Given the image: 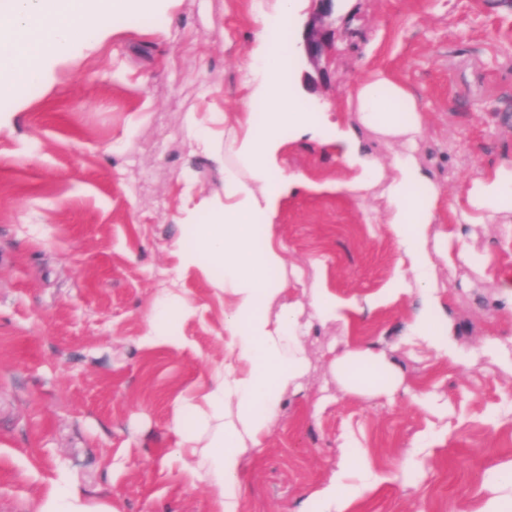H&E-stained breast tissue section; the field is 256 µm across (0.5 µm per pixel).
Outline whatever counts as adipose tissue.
Returning a JSON list of instances; mask_svg holds the SVG:
<instances>
[{
	"instance_id": "1",
	"label": "adipose tissue",
	"mask_w": 512,
	"mask_h": 512,
	"mask_svg": "<svg viewBox=\"0 0 512 512\" xmlns=\"http://www.w3.org/2000/svg\"><path fill=\"white\" fill-rule=\"evenodd\" d=\"M172 0H0V96L31 87H48L57 64L96 49L123 18L168 10ZM295 0H275L272 10L254 15L255 45L242 66L250 74L235 126L221 128L222 117L187 124L198 149L230 152L224 168V195L186 196L182 236L175 255L184 271L205 278L227 310L224 333L229 355L197 396L174 402L169 429L175 446L168 460L179 463L192 482L213 491L210 512H240L245 455L262 448L277 417L282 396L300 387L308 371L301 310L286 299L292 284L302 283V268H287L273 242L272 218L299 176L285 172L280 155L286 133L322 134L323 116L308 111L294 92L282 59L288 44L281 36ZM356 124L335 127L333 142L347 179L337 190L356 200L382 197L387 203L388 234L404 253L402 268L388 292H417L421 305L406 326V336L436 355L455 357V344L442 316L435 259L447 255L448 242L430 238L442 186L431 181L416 156L422 114L413 95L399 82L380 75L357 84L348 95ZM400 141L389 161L368 150L360 130ZM460 224H490L512 214V167H496L467 191L465 208L450 206ZM192 312L180 293L167 291L153 303L143 327L145 347L182 346L181 320ZM334 372L349 391L390 397L400 386L391 364L371 347H348L335 355ZM379 481L365 451L345 445L335 476L316 492L325 512H349ZM478 512H512V463L489 471ZM33 512H118L110 496L90 497L58 472L34 500Z\"/></svg>"
}]
</instances>
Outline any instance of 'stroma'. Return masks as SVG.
Instances as JSON below:
<instances>
[{
	"instance_id": "stroma-1",
	"label": "stroma",
	"mask_w": 512,
	"mask_h": 512,
	"mask_svg": "<svg viewBox=\"0 0 512 512\" xmlns=\"http://www.w3.org/2000/svg\"><path fill=\"white\" fill-rule=\"evenodd\" d=\"M273 2L177 0L127 19L50 88L30 87L0 130V512H32L62 469L119 512H209L210 487L161 462L174 400L226 353L223 299L174 255L185 195L224 190L222 161L197 150L186 119L237 112L254 10ZM290 60L297 95L333 119H349V91L373 73L409 88L425 115L416 156L448 196L512 166V0H339L326 79L308 87L310 64ZM280 163L309 184L283 201L273 240L287 265L325 271L351 330L311 321L309 370L248 456L242 512H317L348 440L382 478L353 512H475L487 472L512 461V368L481 353L512 348V222L438 212L449 359L403 341L417 293L382 297L402 257L383 201L326 189L344 175L334 145L291 142ZM167 288L197 313L180 324L184 346L149 350L143 320ZM338 343L384 351L394 397L347 393Z\"/></svg>"
}]
</instances>
